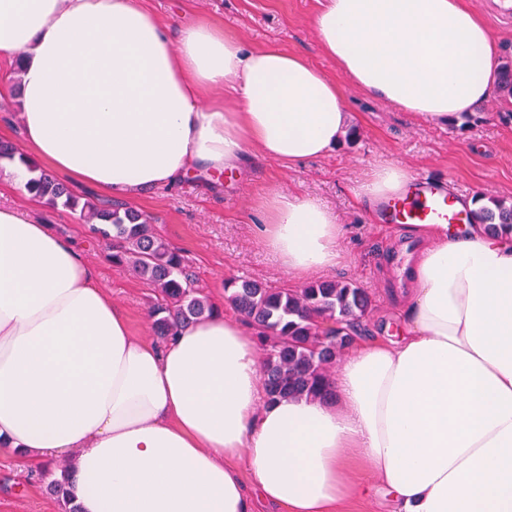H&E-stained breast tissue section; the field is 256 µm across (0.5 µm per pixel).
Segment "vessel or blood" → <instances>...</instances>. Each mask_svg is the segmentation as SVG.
Listing matches in <instances>:
<instances>
[{
    "label": "vessel or blood",
    "mask_w": 512,
    "mask_h": 512,
    "mask_svg": "<svg viewBox=\"0 0 512 512\" xmlns=\"http://www.w3.org/2000/svg\"><path fill=\"white\" fill-rule=\"evenodd\" d=\"M382 221L397 229L411 224H445L456 228L468 223L469 213L446 182L426 176L416 178L411 189L382 204Z\"/></svg>",
    "instance_id": "vessel-or-blood-1"
}]
</instances>
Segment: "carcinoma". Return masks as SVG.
<instances>
[{
	"mask_svg": "<svg viewBox=\"0 0 512 512\" xmlns=\"http://www.w3.org/2000/svg\"><path fill=\"white\" fill-rule=\"evenodd\" d=\"M33 176L26 188L50 207L79 213L112 250V263L131 270L157 290L152 329L160 339L173 337L190 322L215 309L187 273L184 258L156 232L153 217L123 203L83 200L66 184L28 163ZM470 223L493 233L512 231V200L488 197L470 211ZM226 299L258 331L267 395L274 399L306 396L324 399L333 376L330 367L360 334L362 320L374 306L368 290L353 280L319 279L301 288L275 290L251 279L226 282ZM71 464L60 462L39 473L62 512H79L65 485Z\"/></svg>",
	"mask_w": 512,
	"mask_h": 512,
	"instance_id": "1",
	"label": "carcinoma"
}]
</instances>
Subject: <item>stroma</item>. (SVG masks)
<instances>
[{"mask_svg":"<svg viewBox=\"0 0 512 512\" xmlns=\"http://www.w3.org/2000/svg\"><path fill=\"white\" fill-rule=\"evenodd\" d=\"M147 6L176 24L206 20L248 46H273L304 55L337 79L351 113L353 140H341L327 157L285 170L250 149L243 167L205 172L147 192L131 205L150 214L155 228L187 260L199 289L215 304L224 302L226 280L246 277L274 289L301 287L257 237L262 222L258 197L277 190L330 206L342 226L343 261L329 277L353 279L374 295L364 321L366 336L382 335L395 316L391 276L411 241L409 230L391 232L376 209L357 201L355 189L381 159L411 174L447 179L460 196L478 193L512 199V97L496 96L471 116L431 122L395 109L341 77L320 50L314 17L318 0H147ZM0 141L22 145L18 119V77L13 63L0 60ZM38 216L61 235L82 245L98 270L99 283L130 318L137 335H151L150 310L156 291L134 272L112 267L100 243L77 213L35 203ZM38 466L21 456L0 454V512H61L43 485L33 482Z\"/></svg>","mask_w":512,"mask_h":512,"instance_id":"35a3bbf8","label":"stroma"}]
</instances>
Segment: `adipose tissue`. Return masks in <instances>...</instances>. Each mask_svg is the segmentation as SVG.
Wrapping results in <instances>:
<instances>
[{
  "instance_id": "ef3b65f1",
  "label": "adipose tissue",
  "mask_w": 512,
  "mask_h": 512,
  "mask_svg": "<svg viewBox=\"0 0 512 512\" xmlns=\"http://www.w3.org/2000/svg\"><path fill=\"white\" fill-rule=\"evenodd\" d=\"M322 53L360 90L435 122L495 93L498 47L464 0H322ZM0 57L20 58L30 155L127 198L197 170L323 158L350 114L302 55L244 47L143 0H0ZM411 182L378 162L356 194ZM263 245L305 279L343 259L326 205L261 197ZM397 336L354 341L326 401H268L255 327L216 314L135 336L82 248L0 204V448L69 458L81 512H343L371 473L391 512H512V232L412 228ZM252 474L243 481L237 466Z\"/></svg>"
}]
</instances>
